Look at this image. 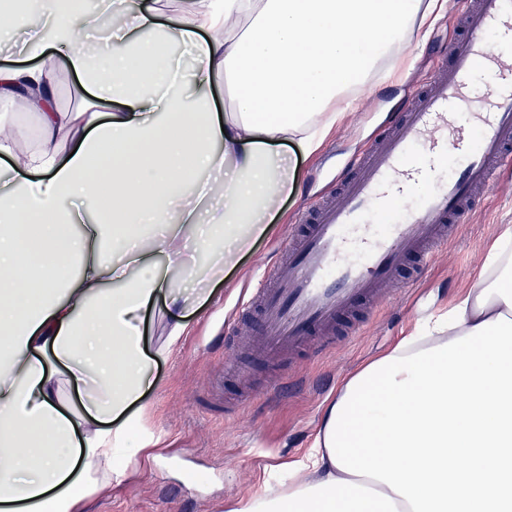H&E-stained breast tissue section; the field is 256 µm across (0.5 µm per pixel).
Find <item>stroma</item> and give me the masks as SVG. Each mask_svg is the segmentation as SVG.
Instances as JSON below:
<instances>
[{
	"mask_svg": "<svg viewBox=\"0 0 512 512\" xmlns=\"http://www.w3.org/2000/svg\"><path fill=\"white\" fill-rule=\"evenodd\" d=\"M460 0L407 41L389 69L375 73L364 98L309 156L280 144L297 165V187L269 218L267 235L240 255L200 304L183 313L186 329L154 366L156 384L144 413L147 439L133 438L127 469L93 499L92 512H226L228 503L281 488L312 447L323 411L343 383L367 362L408 336L418 320L447 313L478 280L484 256L512 229V178L498 183L463 222L454 244L440 252L424 280L392 288L389 303L346 345L319 354L305 350L278 364L261 357L225 356V329L256 333L237 320L244 293L274 277L277 248L306 203L332 191L350 163L414 88L448 53L458 34Z\"/></svg>",
	"mask_w": 512,
	"mask_h": 512,
	"instance_id": "obj_1",
	"label": "stroma"
}]
</instances>
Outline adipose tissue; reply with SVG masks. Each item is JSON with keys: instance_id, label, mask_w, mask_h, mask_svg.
Listing matches in <instances>:
<instances>
[{"instance_id": "obj_1", "label": "adipose tissue", "mask_w": 512, "mask_h": 512, "mask_svg": "<svg viewBox=\"0 0 512 512\" xmlns=\"http://www.w3.org/2000/svg\"><path fill=\"white\" fill-rule=\"evenodd\" d=\"M439 6L180 0L161 23L129 0H26L23 62L0 66V105L23 102L40 129L21 158L26 131L0 117V512H86L126 468L155 385L145 315L161 297L185 307L187 281H223L296 187L277 144L314 153ZM129 12L112 50L80 48ZM48 32L91 97L79 111L57 105ZM107 159L108 212L89 191ZM225 169L224 204L201 222L190 201ZM228 512H512V245L493 246L447 315L344 382L287 487Z\"/></svg>"}]
</instances>
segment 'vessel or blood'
Returning <instances> with one entry per match:
<instances>
[{
	"label": "vessel or blood",
	"instance_id": "b4317fda",
	"mask_svg": "<svg viewBox=\"0 0 512 512\" xmlns=\"http://www.w3.org/2000/svg\"><path fill=\"white\" fill-rule=\"evenodd\" d=\"M487 70L492 85L471 102L470 74ZM353 164L338 201L316 206L287 244L277 285L243 299L261 307L253 339L259 356L276 360L305 342L334 345L341 318L357 332L384 302L399 270L414 261L423 275L456 236L498 177L512 170V0H476L448 60L424 90ZM448 169L437 177L438 169ZM418 196L392 216L381 201Z\"/></svg>",
	"mask_w": 512,
	"mask_h": 512
}]
</instances>
